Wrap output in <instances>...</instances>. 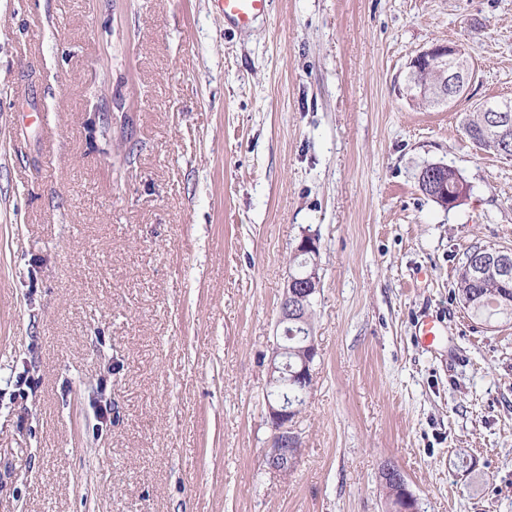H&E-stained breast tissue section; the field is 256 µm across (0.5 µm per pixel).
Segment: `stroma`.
I'll return each mask as SVG.
<instances>
[{"label":"stroma","instance_id":"35a3bbf8","mask_svg":"<svg viewBox=\"0 0 512 512\" xmlns=\"http://www.w3.org/2000/svg\"><path fill=\"white\" fill-rule=\"evenodd\" d=\"M463 45L450 105L408 65ZM512 0H0V512H512V321L455 296L512 251ZM441 163L471 187L420 189ZM320 239L300 453L268 465V365ZM440 323L434 346L415 335ZM218 4L224 20L240 27L249 26L252 21L265 14L270 0H212ZM462 47V46H461ZM459 45H437L422 50L410 63L406 98L411 103H450L472 78V66ZM431 73V78L423 75ZM480 107H478L479 109ZM477 109V110H478ZM473 113L471 119L465 125V131L472 140H477L484 143V147L493 150L498 155L502 156L500 145L504 139L511 141V157H512V106L509 102H501L495 104H485L481 107L479 112ZM482 112H487V125H499L503 112H506L507 124L504 125L506 132L502 135L487 133L486 126L484 125V118ZM502 128L500 131H504ZM437 168L443 169L448 168V184L447 182L440 181L438 177H436L437 174ZM430 169V170H429ZM426 170L428 171V177H425V185L424 188L426 190L421 191L429 196L430 198L435 199L441 206L450 209L453 205H455L457 202H448V189L450 185L452 184L454 180V174L455 170L448 167V165L445 164H431L426 167H424L418 176V183L421 188V181L422 177ZM441 175V178L444 174H437V176ZM420 179V180H419ZM450 196L449 199L452 200L456 195L459 196H465V194H469V185L467 182L460 180L459 178L456 179L454 182V185L450 187ZM385 474L387 475V479L391 478L394 483L399 485V490L401 492V504L397 505L395 510L399 512H419L418 499L409 490L406 479L401 471L398 468L391 466L386 468Z\"/></svg>","mask_w":512,"mask_h":512}]
</instances>
